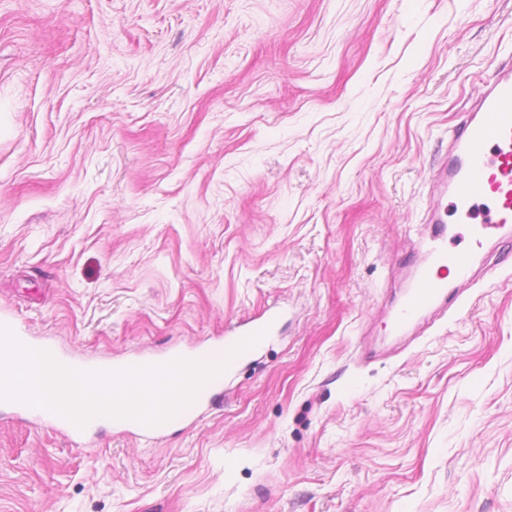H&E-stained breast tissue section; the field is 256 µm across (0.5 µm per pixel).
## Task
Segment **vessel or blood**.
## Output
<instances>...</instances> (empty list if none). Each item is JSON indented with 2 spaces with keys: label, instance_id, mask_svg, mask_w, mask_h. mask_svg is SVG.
<instances>
[{
  "label": "vessel or blood",
  "instance_id": "1",
  "mask_svg": "<svg viewBox=\"0 0 512 512\" xmlns=\"http://www.w3.org/2000/svg\"><path fill=\"white\" fill-rule=\"evenodd\" d=\"M447 182L448 203L459 223L468 225L470 244L461 249L448 246L446 230H439L430 249L429 263L421 269L394 322L406 324L438 302L444 293L441 270L468 278L484 238L494 229L512 224V61L497 67L478 95L471 114L453 128L448 153L441 165ZM278 317L269 314L247 324L239 334L227 337L225 350L255 334L271 340ZM181 349L165 357L142 356L130 362H77L81 371H116L125 366H158L184 358Z\"/></svg>",
  "mask_w": 512,
  "mask_h": 512
}]
</instances>
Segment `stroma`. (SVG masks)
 <instances>
[{"mask_svg": "<svg viewBox=\"0 0 512 512\" xmlns=\"http://www.w3.org/2000/svg\"><path fill=\"white\" fill-rule=\"evenodd\" d=\"M512 0H0V325L279 336L186 430L0 406V512H512V226L405 329ZM278 326V316L276 314H269L265 317H259L249 324H247L240 333L235 336H228L224 340V349L228 354L237 344H239L244 339L255 335L260 332H264V335L253 345L251 348L246 349L233 357L229 358V362L232 366L235 365L237 360L242 356H245L252 351L264 346L268 343L277 333Z\"/></svg>", "mask_w": 512, "mask_h": 512, "instance_id": "1", "label": "stroma"}]
</instances>
